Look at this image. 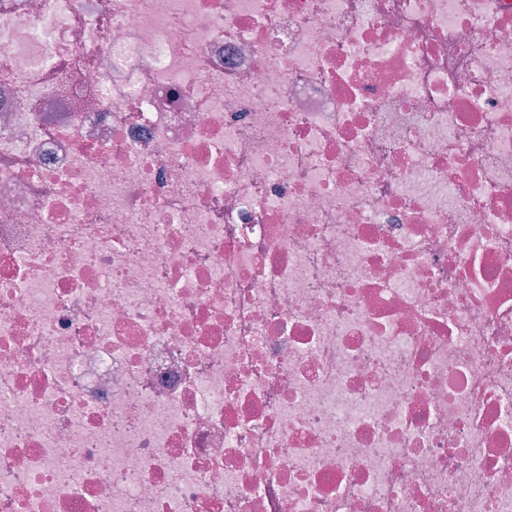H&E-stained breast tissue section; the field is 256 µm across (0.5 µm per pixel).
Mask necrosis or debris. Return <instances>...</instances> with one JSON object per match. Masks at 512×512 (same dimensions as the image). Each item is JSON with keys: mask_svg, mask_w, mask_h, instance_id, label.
Returning a JSON list of instances; mask_svg holds the SVG:
<instances>
[{"mask_svg": "<svg viewBox=\"0 0 512 512\" xmlns=\"http://www.w3.org/2000/svg\"><path fill=\"white\" fill-rule=\"evenodd\" d=\"M0 512H512V0H0Z\"/></svg>", "mask_w": 512, "mask_h": 512, "instance_id": "necrosis-or-debris-1", "label": "necrosis or debris"}]
</instances>
